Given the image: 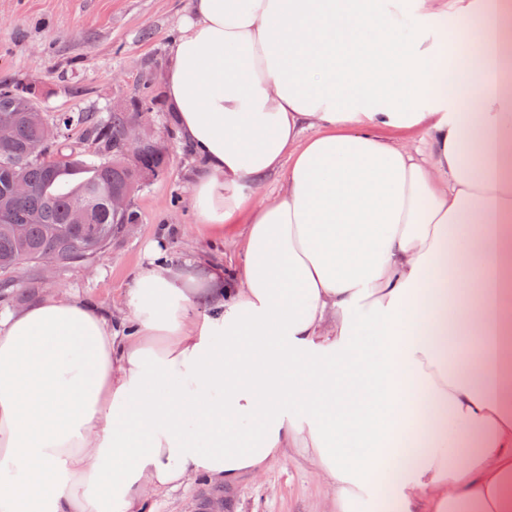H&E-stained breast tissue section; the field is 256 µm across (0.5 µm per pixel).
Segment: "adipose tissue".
I'll return each instance as SVG.
<instances>
[{"instance_id": "adipose-tissue-1", "label": "adipose tissue", "mask_w": 512, "mask_h": 512, "mask_svg": "<svg viewBox=\"0 0 512 512\" xmlns=\"http://www.w3.org/2000/svg\"><path fill=\"white\" fill-rule=\"evenodd\" d=\"M511 67L512 0H190L166 95L237 260L154 250L118 321L0 312V512H145L288 448L324 512H512Z\"/></svg>"}]
</instances>
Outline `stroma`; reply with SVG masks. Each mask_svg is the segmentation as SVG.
<instances>
[{
    "instance_id": "obj_1",
    "label": "stroma",
    "mask_w": 512,
    "mask_h": 512,
    "mask_svg": "<svg viewBox=\"0 0 512 512\" xmlns=\"http://www.w3.org/2000/svg\"><path fill=\"white\" fill-rule=\"evenodd\" d=\"M190 0H0V81L34 86L35 102L48 118L71 117L58 145L86 161L109 157L90 122L128 112L132 100L156 98L145 115L153 136L167 142V167L132 199L138 215L133 234L113 238L107 251L81 264L57 268L45 278L40 266L0 271V309L56 295L99 303L114 318L149 250L177 260L194 252L227 259L232 241L201 233L191 188L203 162L179 135L168 109L163 77ZM330 489L295 449L265 472L225 489L213 512H322Z\"/></svg>"
}]
</instances>
